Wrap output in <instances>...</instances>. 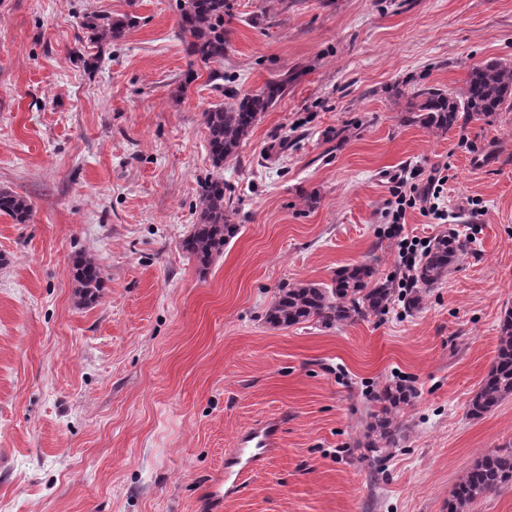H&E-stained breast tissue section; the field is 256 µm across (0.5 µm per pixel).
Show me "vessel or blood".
<instances>
[{
  "instance_id": "b4317fda",
  "label": "vessel or blood",
  "mask_w": 512,
  "mask_h": 512,
  "mask_svg": "<svg viewBox=\"0 0 512 512\" xmlns=\"http://www.w3.org/2000/svg\"><path fill=\"white\" fill-rule=\"evenodd\" d=\"M281 420L271 417L238 434L236 449L224 462V493L239 492L246 475L259 470L268 452L279 445Z\"/></svg>"
}]
</instances>
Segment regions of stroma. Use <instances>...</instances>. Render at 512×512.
Wrapping results in <instances>:
<instances>
[{
    "label": "stroma",
    "mask_w": 512,
    "mask_h": 512,
    "mask_svg": "<svg viewBox=\"0 0 512 512\" xmlns=\"http://www.w3.org/2000/svg\"><path fill=\"white\" fill-rule=\"evenodd\" d=\"M136 16L91 43L88 16ZM221 78L192 63L176 0H0V512H211L247 427L280 446L221 512H448L456 483L512 448V397L476 418L512 309V112L437 137L408 89L462 88L512 62V0H234ZM81 57H74V49ZM294 80L222 175L239 234L206 272L182 249L213 167L206 110ZM186 83L183 96L171 88ZM448 166L446 223L387 217L391 179ZM470 239L420 310L286 329L279 287L342 266L401 276V237ZM104 288L80 305L72 262ZM412 392L394 447L364 435L388 383ZM0 211L12 216L18 223L22 224L30 216V205L27 199L21 195L10 192H0Z\"/></svg>",
    "instance_id": "35a3bbf8"
}]
</instances>
